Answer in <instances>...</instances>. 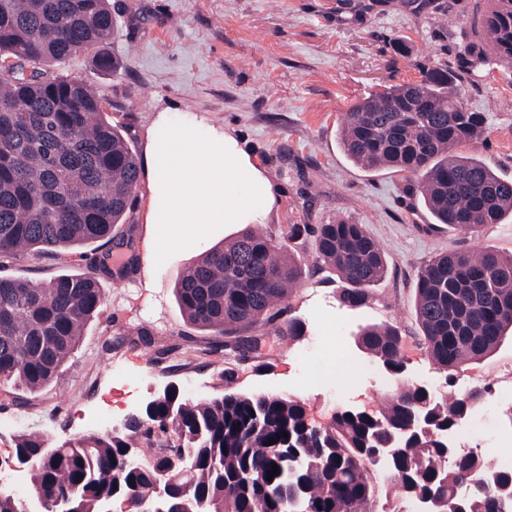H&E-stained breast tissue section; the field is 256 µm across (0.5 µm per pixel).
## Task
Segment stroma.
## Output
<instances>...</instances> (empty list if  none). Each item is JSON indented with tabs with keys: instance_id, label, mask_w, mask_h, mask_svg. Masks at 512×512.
<instances>
[{
	"instance_id": "1",
	"label": "stroma",
	"mask_w": 512,
	"mask_h": 512,
	"mask_svg": "<svg viewBox=\"0 0 512 512\" xmlns=\"http://www.w3.org/2000/svg\"><path fill=\"white\" fill-rule=\"evenodd\" d=\"M110 2L117 23L106 48L111 70H97L91 53L81 52L63 72L97 88L107 119L137 156H144L162 114L179 123L206 119L234 135L274 187L276 204L259 228L277 235L291 224L363 225L381 246L387 273L365 305L348 307L338 278L318 262L312 237L302 238L303 277L288 305L303 336L262 361L249 353L228 358L222 337L190 325L174 295L179 275L203 249L148 261L150 175L142 173L133 232L138 271L118 283L103 281V310L88 323L57 383L38 393L0 383V465L14 464L21 435L54 443L89 434L86 415L96 408L121 426L169 383L192 400L227 389L298 399L319 425L340 407L378 412L392 378L356 343L371 324L399 327L403 385L446 392L414 316L417 272L450 251L512 255V215L471 235L433 223L405 192L404 174L368 170L345 155L342 118L359 99L416 79V62L455 63L465 43L481 39L479 21L490 0H430L421 11L412 0ZM399 39L411 46V58L393 52ZM461 91L467 107L486 117L483 135L462 145V155L512 178V68L492 60L471 67ZM99 255L95 249L84 260L66 252L26 256L1 264L0 275L47 281L86 272ZM139 327L145 335H136ZM339 333L348 352L331 353L328 365L344 370L345 381L329 376L312 383L318 347ZM496 382H512L511 336L489 356L466 363L456 385L468 391Z\"/></svg>"
}]
</instances>
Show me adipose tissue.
Returning a JSON list of instances; mask_svg holds the SVG:
<instances>
[{
	"label": "adipose tissue",
	"instance_id": "adipose-tissue-1",
	"mask_svg": "<svg viewBox=\"0 0 512 512\" xmlns=\"http://www.w3.org/2000/svg\"><path fill=\"white\" fill-rule=\"evenodd\" d=\"M151 199L146 221L156 260L204 242L218 224H250L276 197L266 174L238 140L202 122L160 119L145 153Z\"/></svg>",
	"mask_w": 512,
	"mask_h": 512
}]
</instances>
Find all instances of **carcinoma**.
Here are the masks:
<instances>
[{
	"label": "carcinoma",
	"mask_w": 512,
	"mask_h": 512,
	"mask_svg": "<svg viewBox=\"0 0 512 512\" xmlns=\"http://www.w3.org/2000/svg\"><path fill=\"white\" fill-rule=\"evenodd\" d=\"M480 27L486 45L472 43L468 59L417 65L418 79L362 98L345 113L341 142L367 169L410 176L438 224L473 234L512 213L508 181L474 157L456 153L477 138L485 116L463 102L461 80L490 48L512 68V0H492ZM115 31L110 0H0V260L27 252L77 250L112 243L118 224L131 221L141 164L121 131L103 117L101 98L82 79L58 68L71 56L96 50L94 66L112 67L103 52ZM312 234L321 265L343 283L341 302L360 307L381 281L387 262L360 224H292L277 240L247 227L208 251L175 283L177 304L192 326L224 337V350L245 347L262 355L270 338L294 341L303 323L286 301L303 269L298 239ZM111 251L82 274L48 282L0 275V381L28 392L54 384L104 304L101 281L134 273L127 256L114 272ZM416 321L427 354L455 385L463 366L493 352L512 331V256L492 250L442 253L417 274ZM402 336L393 324L369 325L359 346L391 376L405 371ZM484 391L454 396L408 388L389 397L378 414L345 413L319 433L308 427L304 405L273 394H226L190 402L175 389L152 405L148 419L173 436L169 445L133 426L120 435H86L55 447L50 456L38 434L18 438L16 452L34 456L29 469L36 493L70 501L73 512H103L106 502L152 499L159 472H184L171 504L192 512H290L296 491L313 512H371L381 482L402 496L435 503L463 501L462 512H512V470L468 450L452 458L441 434L471 410ZM430 431L409 429L412 416ZM287 436H282V432ZM393 457L377 458L392 435ZM168 447L166 455L157 449ZM306 449L300 480L283 473L267 480L281 451ZM125 448H138L130 464ZM479 478L481 485H472ZM32 502L0 498V512H27Z\"/></svg>",
	"instance_id": "cac0c4a2"
}]
</instances>
